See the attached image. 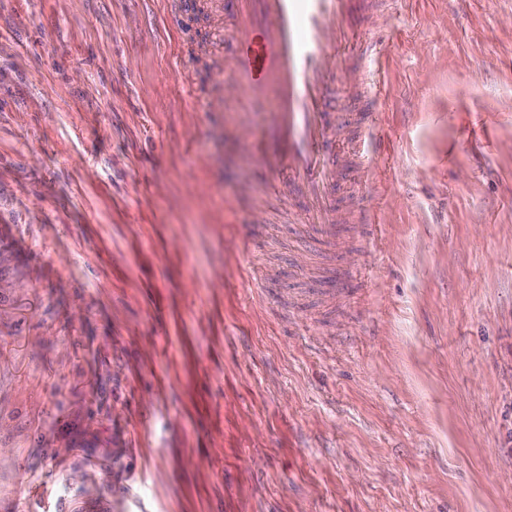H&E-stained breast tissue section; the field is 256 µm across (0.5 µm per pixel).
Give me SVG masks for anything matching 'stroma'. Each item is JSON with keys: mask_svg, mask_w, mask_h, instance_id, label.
<instances>
[{"mask_svg": "<svg viewBox=\"0 0 512 512\" xmlns=\"http://www.w3.org/2000/svg\"><path fill=\"white\" fill-rule=\"evenodd\" d=\"M388 11L330 247L239 137L227 24L0 0V512H512V0Z\"/></svg>", "mask_w": 512, "mask_h": 512, "instance_id": "obj_1", "label": "stroma"}]
</instances>
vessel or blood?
<instances>
[{
    "mask_svg": "<svg viewBox=\"0 0 512 512\" xmlns=\"http://www.w3.org/2000/svg\"><path fill=\"white\" fill-rule=\"evenodd\" d=\"M224 8L238 23L229 76L241 102L272 106L256 121L253 142L267 170L266 187L273 193L285 184L297 187L316 207L314 232L332 236L329 191L344 154L359 157L368 191L378 182L377 153L372 123H363L353 146L337 139L329 110L336 73L324 60L346 51L356 55L365 68L367 99L379 103L387 23L368 24L360 0H225ZM331 26L338 33L332 46L325 41Z\"/></svg>",
    "mask_w": 512,
    "mask_h": 512,
    "instance_id": "b4317fda",
    "label": "vessel or blood"
}]
</instances>
